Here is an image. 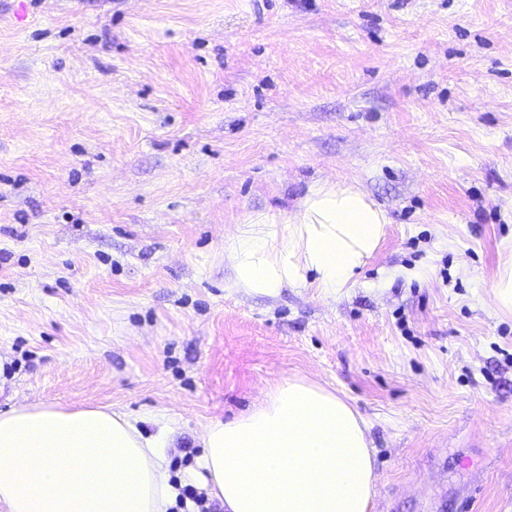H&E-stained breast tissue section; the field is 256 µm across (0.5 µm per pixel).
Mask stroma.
Instances as JSON below:
<instances>
[{
    "label": "stroma",
    "mask_w": 512,
    "mask_h": 512,
    "mask_svg": "<svg viewBox=\"0 0 512 512\" xmlns=\"http://www.w3.org/2000/svg\"><path fill=\"white\" fill-rule=\"evenodd\" d=\"M351 181L356 282L259 296L224 243ZM512 0H0V410L200 435L285 378L366 421L371 512H512ZM494 295L497 307L512 310V268H506L499 277Z\"/></svg>",
    "instance_id": "1"
}]
</instances>
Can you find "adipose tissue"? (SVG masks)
Masks as SVG:
<instances>
[{
  "mask_svg": "<svg viewBox=\"0 0 512 512\" xmlns=\"http://www.w3.org/2000/svg\"><path fill=\"white\" fill-rule=\"evenodd\" d=\"M391 218L353 184L321 182L293 213L250 214L224 247L234 287L272 296L355 282ZM286 235H279L278 225ZM174 418L147 434L109 408L28 404L0 412V506L6 512H169ZM199 483L224 512H369L368 428L341 396L285 378L253 409L202 434Z\"/></svg>",
  "mask_w": 512,
  "mask_h": 512,
  "instance_id": "1",
  "label": "adipose tissue"
}]
</instances>
